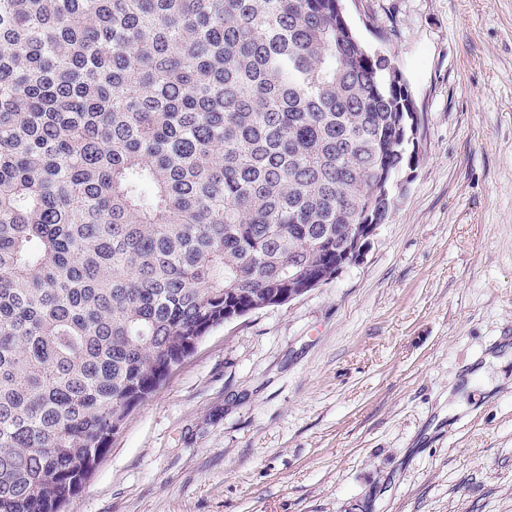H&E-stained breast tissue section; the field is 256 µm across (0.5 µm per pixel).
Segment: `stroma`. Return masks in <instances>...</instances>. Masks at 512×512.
I'll return each instance as SVG.
<instances>
[{"mask_svg":"<svg viewBox=\"0 0 512 512\" xmlns=\"http://www.w3.org/2000/svg\"><path fill=\"white\" fill-rule=\"evenodd\" d=\"M418 162L362 257L213 328L63 512H512V0H347Z\"/></svg>","mask_w":512,"mask_h":512,"instance_id":"stroma-1","label":"stroma"}]
</instances>
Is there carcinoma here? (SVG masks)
<instances>
[{
  "instance_id": "carcinoma-1",
  "label": "carcinoma",
  "mask_w": 512,
  "mask_h": 512,
  "mask_svg": "<svg viewBox=\"0 0 512 512\" xmlns=\"http://www.w3.org/2000/svg\"><path fill=\"white\" fill-rule=\"evenodd\" d=\"M414 111L338 0H0V512H61L227 309L332 279Z\"/></svg>"
}]
</instances>
